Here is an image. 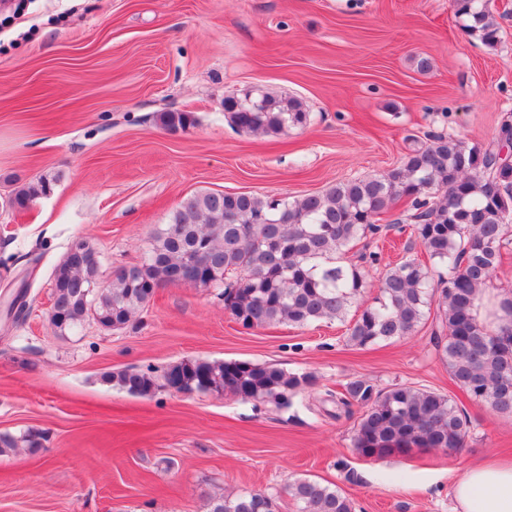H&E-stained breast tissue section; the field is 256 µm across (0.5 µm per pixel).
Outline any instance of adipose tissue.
I'll use <instances>...</instances> for the list:
<instances>
[{
	"label": "adipose tissue",
	"mask_w": 512,
	"mask_h": 512,
	"mask_svg": "<svg viewBox=\"0 0 512 512\" xmlns=\"http://www.w3.org/2000/svg\"><path fill=\"white\" fill-rule=\"evenodd\" d=\"M454 512H512V460L466 469L453 487Z\"/></svg>",
	"instance_id": "ef3b65f1"
}]
</instances>
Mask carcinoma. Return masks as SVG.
Instances as JSON below:
<instances>
[{"mask_svg": "<svg viewBox=\"0 0 512 512\" xmlns=\"http://www.w3.org/2000/svg\"><path fill=\"white\" fill-rule=\"evenodd\" d=\"M466 33L494 49L500 27L486 0H453ZM224 114L246 135L277 134L304 127L309 113L295 98L249 95L224 99ZM161 126L186 130L190 112H163ZM496 151L468 145L453 134H433L402 164L381 175L340 181L290 201L248 193L198 192L184 198L169 222L151 237L141 262L103 276L98 249L65 252L51 283L49 325L59 336L92 320L104 329H124L169 285L198 286L196 264L210 272L224 311L246 329L305 326L342 321L367 286L366 271L344 260L348 250L379 231L377 221L400 202L408 204L412 235L437 267L415 258L386 269L378 295L356 315L347 341L360 348L412 335L426 320L437 328L435 352L456 385L492 412L512 416V298L500 302L504 322L496 333L476 316L478 292L502 263L512 243V167H494ZM49 192L40 179L7 200L26 210ZM178 374L187 390L225 392L277 409L317 385L316 375L274 364L183 360L165 374ZM104 381L146 397L161 388L148 373L129 369ZM347 414L358 407L352 445L357 455L383 459L413 450L458 452L474 425L451 397L406 384L378 388L365 376L352 378L340 394L325 391ZM41 437L0 433V455L35 452ZM297 512H354L338 490L306 477L284 489ZM281 495L246 492L215 495L209 512H280Z\"/></svg>", "mask_w": 512, "mask_h": 512, "instance_id": "carcinoma-1", "label": "carcinoma"}]
</instances>
